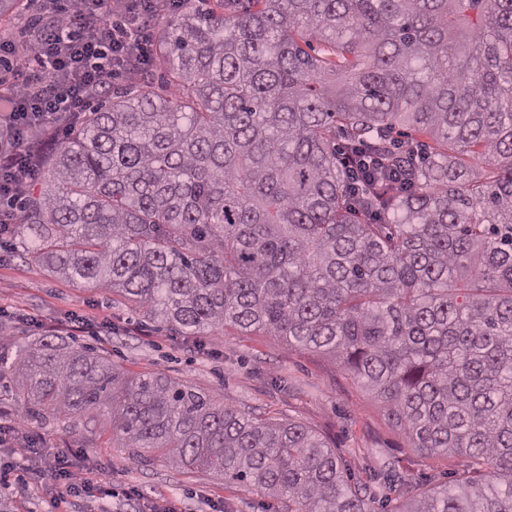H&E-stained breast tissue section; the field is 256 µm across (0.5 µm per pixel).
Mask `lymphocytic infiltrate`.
<instances>
[{"label": "lymphocytic infiltrate", "instance_id": "1", "mask_svg": "<svg viewBox=\"0 0 512 512\" xmlns=\"http://www.w3.org/2000/svg\"><path fill=\"white\" fill-rule=\"evenodd\" d=\"M156 0H69L32 54L0 39V203L15 204L41 172L34 128L64 132L113 80L138 75L149 59L146 21ZM56 503L77 504L99 483L91 468L55 453Z\"/></svg>", "mask_w": 512, "mask_h": 512}]
</instances>
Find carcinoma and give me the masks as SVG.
I'll return each instance as SVG.
<instances>
[{
    "label": "carcinoma",
    "mask_w": 512,
    "mask_h": 512,
    "mask_svg": "<svg viewBox=\"0 0 512 512\" xmlns=\"http://www.w3.org/2000/svg\"><path fill=\"white\" fill-rule=\"evenodd\" d=\"M236 2L148 24L170 95L119 91L56 145L25 255L172 336L330 355L411 447L493 469L404 512H512V0ZM0 383L286 512H375L310 427L62 337L0 357Z\"/></svg>",
    "instance_id": "carcinoma-1"
}]
</instances>
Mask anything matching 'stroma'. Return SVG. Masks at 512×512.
I'll return each mask as SVG.
<instances>
[{
	"instance_id": "stroma-1",
	"label": "stroma",
	"mask_w": 512,
	"mask_h": 512,
	"mask_svg": "<svg viewBox=\"0 0 512 512\" xmlns=\"http://www.w3.org/2000/svg\"><path fill=\"white\" fill-rule=\"evenodd\" d=\"M34 315L35 323L17 322ZM0 334L13 343L57 335L104 351L126 373L161 372L208 391L226 405L278 422L313 429L336 450L352 482L375 499L376 512H399L424 491L454 485L471 469L456 453L411 447L366 385L330 356L261 333L237 332L197 345L146 321L121 297L103 288H77L40 263L24 258L15 238L0 244ZM28 427L78 464L103 469V485L133 488L146 508L173 504L178 512H279L278 501L225 483L209 472H185L112 445L108 418L94 428L67 416L45 415ZM14 463L0 512H50L51 463L40 454L13 458L0 447V464ZM42 485L30 487L32 472Z\"/></svg>"
}]
</instances>
